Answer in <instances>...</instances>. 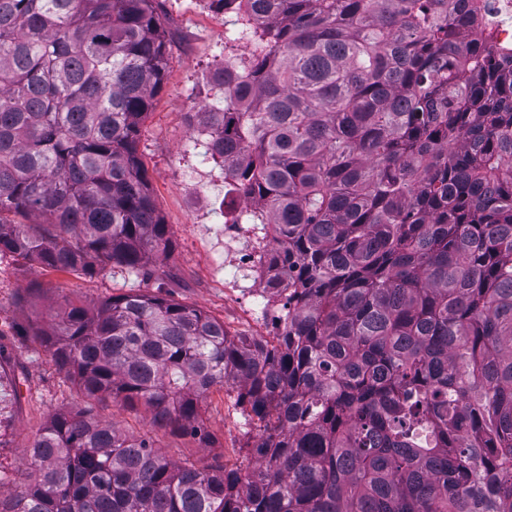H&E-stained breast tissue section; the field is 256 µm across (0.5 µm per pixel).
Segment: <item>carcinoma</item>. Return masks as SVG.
Instances as JSON below:
<instances>
[{
    "instance_id": "cac0c4a2",
    "label": "carcinoma",
    "mask_w": 512,
    "mask_h": 512,
    "mask_svg": "<svg viewBox=\"0 0 512 512\" xmlns=\"http://www.w3.org/2000/svg\"><path fill=\"white\" fill-rule=\"evenodd\" d=\"M214 2L252 48L194 116L272 235L277 335L139 292L31 336L155 426L236 391L241 463L56 412L0 512H512V49L472 0ZM167 65L154 0H0L1 256L148 275L137 135Z\"/></svg>"
}]
</instances>
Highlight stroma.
<instances>
[{
	"mask_svg": "<svg viewBox=\"0 0 512 512\" xmlns=\"http://www.w3.org/2000/svg\"><path fill=\"white\" fill-rule=\"evenodd\" d=\"M169 64L142 123L137 148L148 174L169 245L149 264V277L118 270L93 277L43 269L21 258L0 259V377L15 383L0 412V495L13 494L28 473L25 450L52 414L86 409L122 431L147 437L155 450L196 466L234 464L245 439V418L234 391L213 388L200 403L202 435L152 425L144 408L87 400L66 382L27 331L51 321L69 298L92 308L110 297L142 291L202 308L224 323L229 337L272 338L271 322L250 312L239 292L245 273L224 260V167L188 145V110L213 103L208 73L224 59V15L212 0H156ZM211 176L203 188L195 173Z\"/></svg>",
	"mask_w": 512,
	"mask_h": 512,
	"instance_id": "stroma-1",
	"label": "stroma"
}]
</instances>
